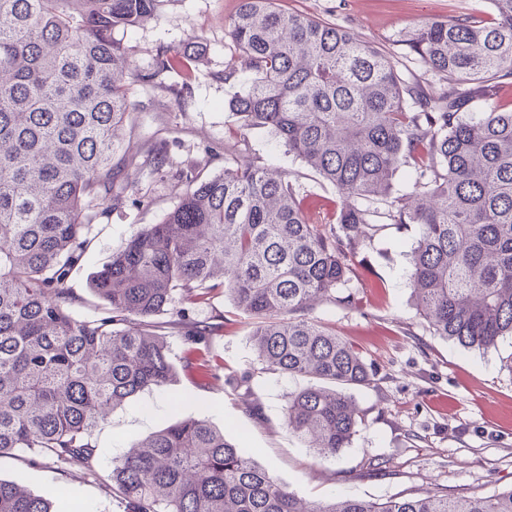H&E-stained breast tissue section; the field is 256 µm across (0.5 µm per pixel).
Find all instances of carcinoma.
I'll return each instance as SVG.
<instances>
[{
    "instance_id": "cac0c4a2",
    "label": "carcinoma",
    "mask_w": 512,
    "mask_h": 512,
    "mask_svg": "<svg viewBox=\"0 0 512 512\" xmlns=\"http://www.w3.org/2000/svg\"><path fill=\"white\" fill-rule=\"evenodd\" d=\"M163 0H0V458L27 451L96 476L91 436L128 398L175 369L153 318L184 328V370L215 378L198 348L209 329L182 304L222 294L256 320L259 361L314 384L288 401L286 424L320 457L347 447L362 421L346 393L371 381L360 352L305 316L342 295L386 207L417 224L412 298L435 336L489 351L512 336V0L480 19L453 13L406 30L386 52L341 26L240 0L224 20L236 54L224 79L249 74L229 101L240 136L266 128L336 187V219L314 224L298 179L250 156L189 187L158 224L112 253L89 281L103 311L72 310L69 274L122 174L120 135L134 120L131 81L187 67L162 49L134 70L119 30L154 19ZM442 81L437 94L400 76L402 59ZM403 167L407 197L391 196ZM122 512H512V487L489 496L372 502L299 499L205 419H183L112 460ZM0 512H67L56 491L0 478Z\"/></svg>"
}]
</instances>
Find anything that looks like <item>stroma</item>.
Returning <instances> with one entry per match:
<instances>
[{
  "label": "stroma",
  "instance_id": "obj_1",
  "mask_svg": "<svg viewBox=\"0 0 512 512\" xmlns=\"http://www.w3.org/2000/svg\"><path fill=\"white\" fill-rule=\"evenodd\" d=\"M240 0H164L157 19L121 34L133 68H152L159 48H199L188 69L161 76L159 84L130 83L135 123L118 155L132 188L92 224L86 254L70 275L80 315L100 312L88 288L92 273L123 243L162 221L186 190V174L207 179L231 158L249 155L297 175L314 223L333 221L340 204L336 188L279 147L263 129L240 136L229 99L248 76L225 80L233 48L224 21ZM297 11L349 30L391 50L398 33L422 21L457 11L489 16L488 0H279ZM165 146L172 164L166 175L145 166L146 155ZM419 236L415 224L387 226L364 251L358 278L348 289L354 306L324 303L310 316L353 344L373 372L369 385L350 388L362 426L336 456L317 457L285 425L289 397L306 379L267 369L250 341L253 322L224 298L194 304L190 317L213 326L202 348L216 368L208 386L183 373L186 346L181 326L158 318L159 333L180 373L171 385L129 398L93 433L97 478L32 461L28 452L0 458V478L22 480L37 493L66 487L77 512H121L112 495V460L130 444L180 419L201 418L222 430L273 477L302 499L327 502L353 497L383 502L432 488L454 495H489L512 485V337L496 349H467L431 335L411 298L409 255ZM259 415L244 411L246 402Z\"/></svg>",
  "mask_w": 512,
  "mask_h": 512
}]
</instances>
